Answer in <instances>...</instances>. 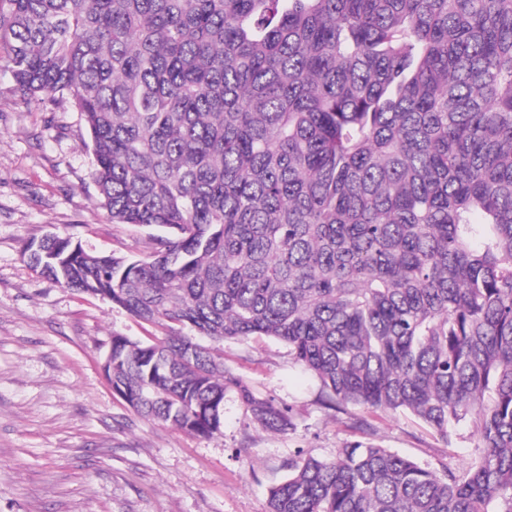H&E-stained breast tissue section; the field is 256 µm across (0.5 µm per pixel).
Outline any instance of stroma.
Instances as JSON below:
<instances>
[{
    "label": "stroma",
    "mask_w": 512,
    "mask_h": 512,
    "mask_svg": "<svg viewBox=\"0 0 512 512\" xmlns=\"http://www.w3.org/2000/svg\"><path fill=\"white\" fill-rule=\"evenodd\" d=\"M0 72V512H268L288 464L371 441L429 468L462 470L477 453L471 420L451 442L403 413L357 426L327 409L320 385L286 344H217L226 368L293 426L264 431L235 391L208 437L147 420L112 389L102 365L112 335L166 332L107 298L65 288L33 268L26 245L55 232L89 251L141 257L151 229L115 224L98 203L78 113L27 110Z\"/></svg>",
    "instance_id": "obj_1"
}]
</instances>
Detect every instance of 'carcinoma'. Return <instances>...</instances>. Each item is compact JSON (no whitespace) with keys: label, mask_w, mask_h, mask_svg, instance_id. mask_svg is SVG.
<instances>
[{"label":"carcinoma","mask_w":512,"mask_h":512,"mask_svg":"<svg viewBox=\"0 0 512 512\" xmlns=\"http://www.w3.org/2000/svg\"><path fill=\"white\" fill-rule=\"evenodd\" d=\"M0 68L68 104L115 224L148 255L27 247L58 284L167 329L104 361L138 414L198 435L237 392L212 342L288 345L328 406L408 413L462 471L348 444L288 463L269 512H512V0H0Z\"/></svg>","instance_id":"obj_1"}]
</instances>
